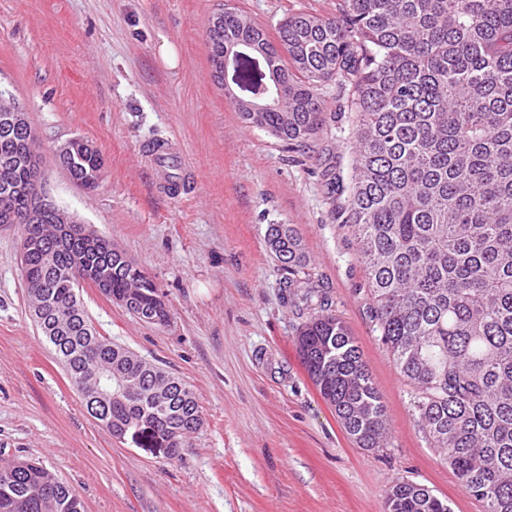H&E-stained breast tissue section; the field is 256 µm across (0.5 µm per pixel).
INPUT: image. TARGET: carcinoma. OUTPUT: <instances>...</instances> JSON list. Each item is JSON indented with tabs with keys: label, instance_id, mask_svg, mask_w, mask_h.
Instances as JSON below:
<instances>
[{
	"label": "carcinoma",
	"instance_id": "carcinoma-1",
	"mask_svg": "<svg viewBox=\"0 0 512 512\" xmlns=\"http://www.w3.org/2000/svg\"><path fill=\"white\" fill-rule=\"evenodd\" d=\"M228 55L268 34L232 8L208 32ZM278 39L288 69L255 85L247 123L297 152L325 123L317 89L335 80L353 113V175L319 173L333 220L356 243L366 272L367 312L378 340L411 388L412 412L484 512H512V0H339L336 15L296 13ZM75 170L100 169V153L74 142ZM32 169L0 163V212L29 206ZM57 218L20 224V238L49 235ZM267 243L288 277V304L301 322L302 364L346 433L365 450L387 445L388 416L359 346L310 272L295 227L274 224ZM83 243L73 238L50 258L27 256L25 278L48 288L32 295L37 326L72 383L107 368L139 383L112 400L101 422L112 433L152 423L179 455L202 425L193 389L165 369L96 332L73 304L69 272ZM109 279L110 298L162 325L170 313L153 281L117 254L89 260ZM0 512H84L67 483L33 459L0 466ZM385 512H450L448 501L414 482H396Z\"/></svg>",
	"mask_w": 512,
	"mask_h": 512
}]
</instances>
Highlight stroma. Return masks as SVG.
<instances>
[{
    "instance_id": "1",
    "label": "stroma",
    "mask_w": 512,
    "mask_h": 512,
    "mask_svg": "<svg viewBox=\"0 0 512 512\" xmlns=\"http://www.w3.org/2000/svg\"><path fill=\"white\" fill-rule=\"evenodd\" d=\"M226 6L271 34L296 13L334 16L338 0H0V103L28 112L47 197L133 259L170 311L166 324L145 323L86 285L89 319L189 384L203 419L172 459L93 418L30 314L17 229L0 224V460L38 459L85 512H384L398 480L452 512H484L413 420L366 313L364 266L317 176L332 160L351 172L343 89L319 86L326 122L306 155L249 126L209 61L208 20ZM74 138L102 155L95 189L59 161ZM166 138L198 174L177 198L159 191L142 153ZM271 224L296 226L359 345L389 416L386 448H358L309 379Z\"/></svg>"
}]
</instances>
